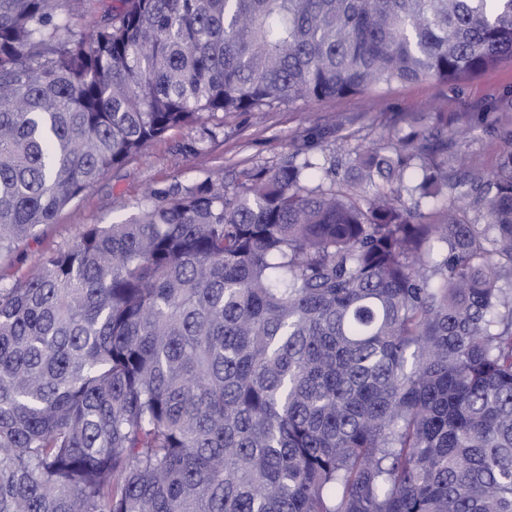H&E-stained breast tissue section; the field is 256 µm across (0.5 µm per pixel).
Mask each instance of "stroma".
<instances>
[{"instance_id":"35a3bbf8","label":"stroma","mask_w":512,"mask_h":512,"mask_svg":"<svg viewBox=\"0 0 512 512\" xmlns=\"http://www.w3.org/2000/svg\"><path fill=\"white\" fill-rule=\"evenodd\" d=\"M448 115V134L483 173L493 171L512 141V63L448 84L433 79L399 84L365 95L299 101L273 109L216 113L176 127L147 143L91 189L63 208L12 253L0 254V280L22 279L46 253L68 247L83 227L109 224L134 214L152 191H175L204 179L232 180L245 168L272 165L299 144L313 150L385 144L387 115L399 113L428 125Z\"/></svg>"}]
</instances>
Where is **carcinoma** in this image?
<instances>
[{"mask_svg":"<svg viewBox=\"0 0 512 512\" xmlns=\"http://www.w3.org/2000/svg\"><path fill=\"white\" fill-rule=\"evenodd\" d=\"M76 4L0 0V253L172 127L512 61V0ZM402 121L0 284V512H512V146ZM117 0H82L78 16L74 19L78 30L90 31L112 13Z\"/></svg>","mask_w":512,"mask_h":512,"instance_id":"obj_1","label":"carcinoma"}]
</instances>
